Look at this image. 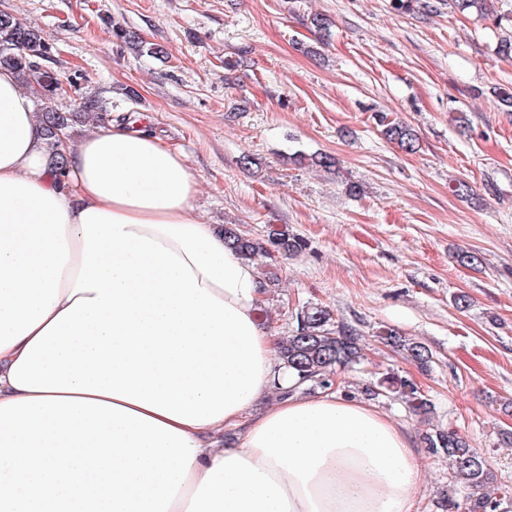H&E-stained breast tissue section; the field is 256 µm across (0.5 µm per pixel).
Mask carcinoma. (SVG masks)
<instances>
[{"label": "carcinoma", "instance_id": "obj_1", "mask_svg": "<svg viewBox=\"0 0 512 512\" xmlns=\"http://www.w3.org/2000/svg\"><path fill=\"white\" fill-rule=\"evenodd\" d=\"M118 41L139 53L158 56L163 49L158 45H146L133 31L121 25H112ZM53 46L45 31L21 22L13 14L0 12V67L16 71L22 85L39 87L45 92V100L37 109L44 127L49 163L58 176L65 174L67 160L57 152V145L73 128L89 121L111 120L106 99L98 92H84L65 105L55 104L57 88L62 81L49 71L46 62L51 59ZM381 125L388 140L401 149L413 151L417 137L413 130L399 122L381 117ZM224 243L241 258L251 260L268 247L283 256H290L305 249V241L295 235L275 233L269 246L250 236L237 224L224 225ZM296 329L281 338L278 355L285 367L296 373L299 382H311L312 389L327 390L332 387L331 374L339 368L353 366L364 358L361 336L344 324H333L330 310L322 306L303 307L296 314ZM385 340L408 353L422 370H428L431 354L426 347L400 335L394 330L384 332ZM390 393H398L418 416L432 412L426 398L412 380L384 375L382 379L364 388V394L378 399ZM426 446L448 461L457 484L467 490L465 502L460 504L448 498V509L464 508V512H495L496 500L492 493L498 487V478L488 461L473 448L469 441L454 430L436 431L424 437Z\"/></svg>", "mask_w": 512, "mask_h": 512}]
</instances>
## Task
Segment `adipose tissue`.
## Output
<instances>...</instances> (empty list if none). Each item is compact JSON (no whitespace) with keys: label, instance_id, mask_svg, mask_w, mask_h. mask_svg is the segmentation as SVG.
Masks as SVG:
<instances>
[{"label":"adipose tissue","instance_id":"obj_1","mask_svg":"<svg viewBox=\"0 0 512 512\" xmlns=\"http://www.w3.org/2000/svg\"><path fill=\"white\" fill-rule=\"evenodd\" d=\"M58 150L61 179L0 69V512H413L412 438L297 392L184 154L123 125Z\"/></svg>","mask_w":512,"mask_h":512}]
</instances>
